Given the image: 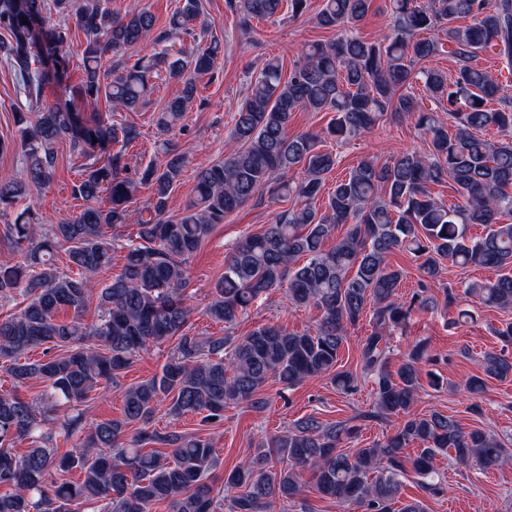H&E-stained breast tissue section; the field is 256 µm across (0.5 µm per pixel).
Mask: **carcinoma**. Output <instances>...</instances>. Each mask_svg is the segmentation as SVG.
I'll return each instance as SVG.
<instances>
[{
    "label": "carcinoma",
    "mask_w": 512,
    "mask_h": 512,
    "mask_svg": "<svg viewBox=\"0 0 512 512\" xmlns=\"http://www.w3.org/2000/svg\"><path fill=\"white\" fill-rule=\"evenodd\" d=\"M308 0H229L242 23L266 20L288 8L302 15ZM372 0H323L317 24L338 31L336 39L303 49L287 78L276 59L251 82L234 115L237 150L196 172L195 198L176 218L167 216L169 198L188 162L176 143L162 163L135 169L128 148L141 138L133 124L116 126L75 106L45 103L46 90L70 78L69 25L86 35L82 79L75 86L87 108L100 102L134 111L155 89L158 63L183 82L181 95L158 112L157 126L168 132L179 123L196 94V77L214 71L221 44L213 40L190 55L165 48L151 60L140 55L143 36L155 28L146 10L112 15L101 0H0V32L24 97L37 111L19 116V139H0V154L21 146L24 182L0 179V210L23 194V184L45 187L57 166L56 145L66 143L84 160L71 195L84 201L70 220L37 232L45 217L29 207L6 225L3 239L22 261L0 266V300L24 297L18 312L0 318V369L13 391L0 393V512H79L99 505L101 512H274L298 499L311 476L316 491L339 512H424L422 502L400 504L408 470L432 495L447 492L434 468L448 451L465 466L488 472L512 460V453L481 428L467 429L450 416L416 410L422 366L431 361L424 340L408 346L404 361L389 370L383 332L406 324L413 311L432 309L446 265L485 268L495 278L468 283L465 293L488 307L512 309V89L475 64L491 50L512 72V0H391L392 26L380 41H365L354 30ZM203 10L201 0H184L156 35L167 43ZM56 13L60 24H48ZM467 19L464 26L456 25ZM119 54L117 70H103ZM446 56L455 73L418 67ZM420 82L423 95L411 92ZM427 98L448 119L421 106ZM298 110L334 112L320 134L288 135ZM407 116L426 138L428 151L408 152L384 163L364 158L327 187L337 157L322 149L369 131L387 113ZM496 131L501 139L485 138ZM120 142L114 152L112 144ZM298 170L295 182L284 180ZM455 184L459 195L444 202L432 187ZM291 205L275 223L242 238L225 260L204 314L229 328L272 290L286 289L288 305L319 312L314 331L294 332L261 324L248 335L195 336L186 294L187 264L215 225L265 186ZM142 188L150 190L145 211L129 204ZM134 223L122 272L105 287L94 276L110 262L107 230ZM346 226L343 236L336 228ZM481 226L475 236L471 228ZM336 238L333 246L324 242ZM67 246L73 272L55 266V249ZM407 252L419 261L420 289L405 300L397 293L401 267L388 257ZM97 321L84 322L92 301ZM69 311L72 317L57 315ZM372 332L362 345L363 373H375L377 413L396 416V430L363 448L344 449L353 437L345 422L331 425L314 416L298 421L271 440H259L253 456L242 460L225 480L220 496L210 481L218 464L208 437L152 429L164 403L181 417L202 416L206 426L224 422V410L246 404L268 405L263 390L275 381L293 388L332 376L338 390L351 393L358 376L337 372L341 347L364 314ZM171 345L161 371L127 387L120 377L150 346ZM41 350L38 359L29 352ZM512 376V354L483 356L482 376L465 383L478 394L486 380ZM45 384L29 401L18 389ZM121 392L122 417L88 422L82 403L99 389ZM82 441L63 455L54 448L56 430ZM28 443L14 453L17 442ZM418 447L416 458L406 450ZM167 448L164 454L161 449ZM78 471L79 481L51 479L52 473Z\"/></svg>",
    "instance_id": "carcinoma-1"
}]
</instances>
